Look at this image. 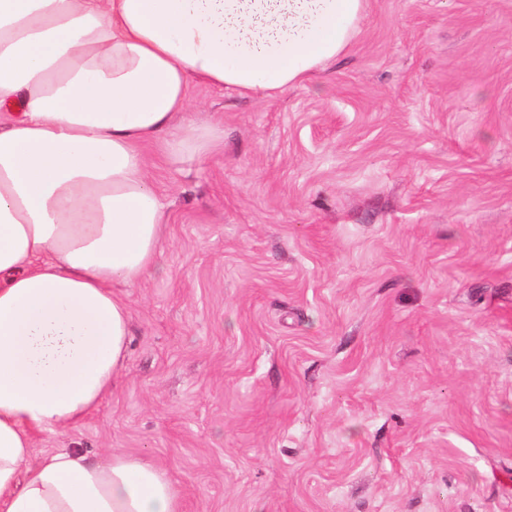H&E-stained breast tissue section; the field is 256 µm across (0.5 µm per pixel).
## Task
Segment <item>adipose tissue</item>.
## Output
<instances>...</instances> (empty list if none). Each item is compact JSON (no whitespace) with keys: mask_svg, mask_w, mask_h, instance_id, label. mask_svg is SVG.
I'll return each mask as SVG.
<instances>
[{"mask_svg":"<svg viewBox=\"0 0 512 512\" xmlns=\"http://www.w3.org/2000/svg\"><path fill=\"white\" fill-rule=\"evenodd\" d=\"M364 0H0V512H180L149 460L64 448L115 386L166 209L143 152L199 161L204 84L266 97L349 44Z\"/></svg>","mask_w":512,"mask_h":512,"instance_id":"obj_1","label":"adipose tissue"}]
</instances>
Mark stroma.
Returning <instances> with one entry per match:
<instances>
[{
  "label": "stroma",
  "instance_id": "1",
  "mask_svg": "<svg viewBox=\"0 0 512 512\" xmlns=\"http://www.w3.org/2000/svg\"><path fill=\"white\" fill-rule=\"evenodd\" d=\"M192 103L222 138L145 148L118 383L35 458L147 459L181 512H512V0H365L302 84Z\"/></svg>",
  "mask_w": 512,
  "mask_h": 512
}]
</instances>
